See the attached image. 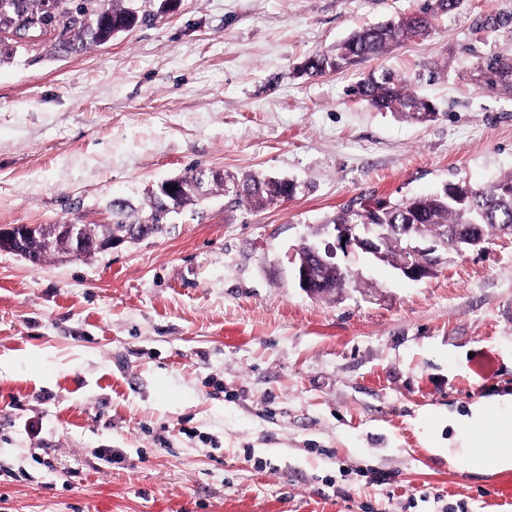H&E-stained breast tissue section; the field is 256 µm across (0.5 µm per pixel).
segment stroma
Wrapping results in <instances>:
<instances>
[{
  "label": "stroma",
  "mask_w": 512,
  "mask_h": 512,
  "mask_svg": "<svg viewBox=\"0 0 512 512\" xmlns=\"http://www.w3.org/2000/svg\"><path fill=\"white\" fill-rule=\"evenodd\" d=\"M426 0H133L144 22L0 63V226L108 224L193 171L305 185L257 210L215 185L155 236L34 265L0 252V512H512L462 469L448 417L512 397V236L413 282L316 298L290 257L353 201L512 171V0H462L426 38L300 75ZM418 78L439 118L350 95ZM435 78L424 81L423 75ZM116 448L105 464L98 449Z\"/></svg>",
  "instance_id": "stroma-1"
}]
</instances>
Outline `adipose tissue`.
Returning a JSON list of instances; mask_svg holds the SVG:
<instances>
[{
  "label": "adipose tissue",
  "instance_id": "ef3b65f1",
  "mask_svg": "<svg viewBox=\"0 0 512 512\" xmlns=\"http://www.w3.org/2000/svg\"><path fill=\"white\" fill-rule=\"evenodd\" d=\"M456 425L468 435L457 458L466 464L474 447L483 453L476 465L477 471L495 472L512 468V420L482 406L473 408L470 415L457 419Z\"/></svg>",
  "mask_w": 512,
  "mask_h": 512
}]
</instances>
